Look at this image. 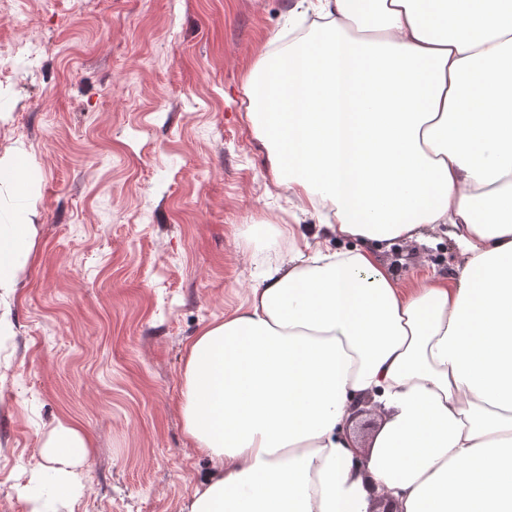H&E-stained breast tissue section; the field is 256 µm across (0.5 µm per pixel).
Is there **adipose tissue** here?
<instances>
[{"mask_svg": "<svg viewBox=\"0 0 512 512\" xmlns=\"http://www.w3.org/2000/svg\"><path fill=\"white\" fill-rule=\"evenodd\" d=\"M309 37L260 52L245 117L315 233L262 220L245 303L184 349V436L209 468L181 512H512V0H307ZM0 157V335L40 226ZM445 230L452 281L378 252ZM354 248H345V241ZM382 419L360 447L354 408ZM92 438L58 420L21 493L69 512Z\"/></svg>", "mask_w": 512, "mask_h": 512, "instance_id": "obj_1", "label": "adipose tissue"}]
</instances>
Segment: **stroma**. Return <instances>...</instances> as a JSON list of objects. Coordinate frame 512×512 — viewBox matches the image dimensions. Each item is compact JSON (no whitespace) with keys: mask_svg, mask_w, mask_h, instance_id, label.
I'll list each match as a JSON object with an SVG mask.
<instances>
[{"mask_svg":"<svg viewBox=\"0 0 512 512\" xmlns=\"http://www.w3.org/2000/svg\"><path fill=\"white\" fill-rule=\"evenodd\" d=\"M286 9L0 0V155L25 150L41 226L0 339V512H29L19 488L60 418L94 443L73 512H180L202 479L184 348L254 284L249 224L317 222L284 212L245 118V75ZM381 258L407 284L460 262L440 233Z\"/></svg>","mask_w":512,"mask_h":512,"instance_id":"obj_1","label":"stroma"}]
</instances>
